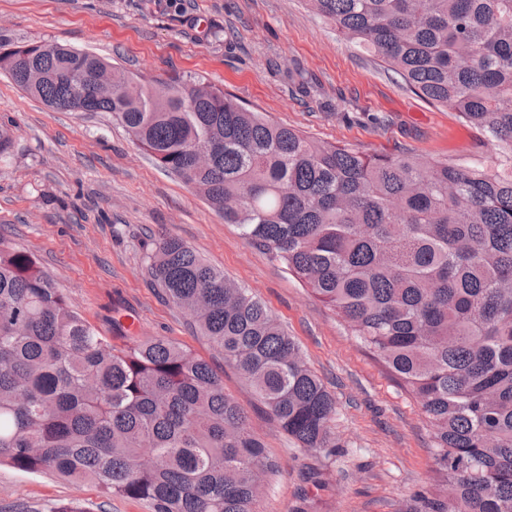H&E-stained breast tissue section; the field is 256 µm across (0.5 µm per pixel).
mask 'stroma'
Listing matches in <instances>:
<instances>
[{"label": "stroma", "mask_w": 512, "mask_h": 512, "mask_svg": "<svg viewBox=\"0 0 512 512\" xmlns=\"http://www.w3.org/2000/svg\"><path fill=\"white\" fill-rule=\"evenodd\" d=\"M0 38L92 52L136 81L182 75L316 139L371 153L410 152L468 164L494 158L452 108L417 96L341 37L306 0H0ZM307 90H299V81ZM0 237L30 252L103 336L120 308L141 336H163L224 372L279 471L261 512H409L431 485V431L417 401L336 312L283 265L247 245L192 188L155 165L107 112H56L0 71ZM178 237L270 308L336 399L335 453L304 451L271 421L237 372L147 274L158 235ZM148 512L87 484L0 464V512Z\"/></svg>", "instance_id": "1"}]
</instances>
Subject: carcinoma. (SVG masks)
I'll use <instances>...</instances> for the list:
<instances>
[{
  "label": "carcinoma",
  "mask_w": 512,
  "mask_h": 512,
  "mask_svg": "<svg viewBox=\"0 0 512 512\" xmlns=\"http://www.w3.org/2000/svg\"><path fill=\"white\" fill-rule=\"evenodd\" d=\"M350 42L493 143L489 164L318 141L181 77L158 86L57 43L0 68L58 112H109L153 162L281 262L421 405L437 476L412 512H512V0H308ZM148 272L297 447L336 448V400L266 304L180 239ZM111 344L0 240V464L150 512H258L277 471L224 375L121 318Z\"/></svg>",
  "instance_id": "cac0c4a2"
}]
</instances>
